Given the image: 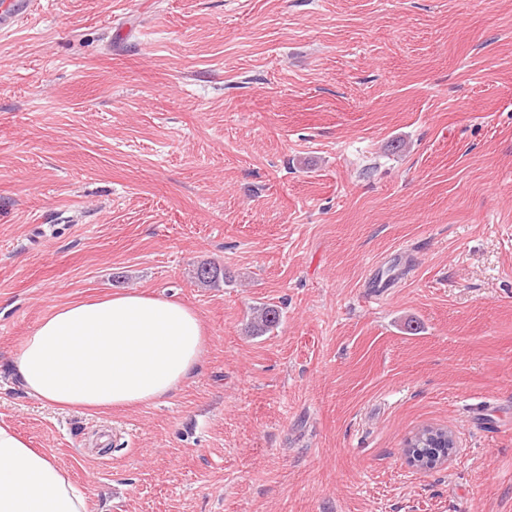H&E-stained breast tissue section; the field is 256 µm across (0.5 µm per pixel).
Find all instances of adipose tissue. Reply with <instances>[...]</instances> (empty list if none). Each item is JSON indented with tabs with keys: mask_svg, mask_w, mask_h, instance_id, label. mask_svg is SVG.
Here are the masks:
<instances>
[{
	"mask_svg": "<svg viewBox=\"0 0 512 512\" xmlns=\"http://www.w3.org/2000/svg\"><path fill=\"white\" fill-rule=\"evenodd\" d=\"M207 346L191 307L127 291L55 308L25 336L12 368L39 401L124 410L170 397ZM0 512H87L83 488L6 424L0 425Z\"/></svg>",
	"mask_w": 512,
	"mask_h": 512,
	"instance_id": "obj_1",
	"label": "adipose tissue"
}]
</instances>
